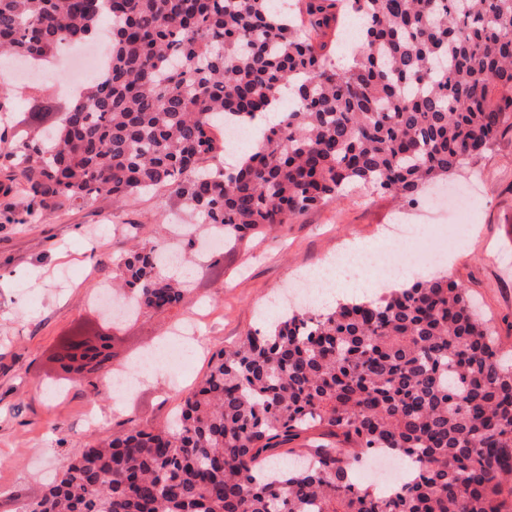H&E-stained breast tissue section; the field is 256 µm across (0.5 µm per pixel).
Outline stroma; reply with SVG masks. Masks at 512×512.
<instances>
[{
  "label": "stroma",
  "mask_w": 512,
  "mask_h": 512,
  "mask_svg": "<svg viewBox=\"0 0 512 512\" xmlns=\"http://www.w3.org/2000/svg\"><path fill=\"white\" fill-rule=\"evenodd\" d=\"M0 75L19 89L10 109L20 116L40 112L45 123H53L72 98L70 73L62 67L28 78L18 63L5 59ZM9 175L0 158V512L39 500L60 461L80 454L89 442L132 427L165 425L206 375L211 355L262 328L260 312L295 276L336 255L347 240L407 249V242L386 235L396 224L423 225L421 241L433 243L438 225L469 211L468 224L447 250V274L478 301L512 356V130L441 185L443 210H434L426 193L410 203L355 188L309 209L285 229L211 251L189 246L183 231L198 229V220L162 192L120 206L93 197L24 223L29 199L9 191ZM133 224L142 227V244H168L182 252L193 271L192 292L171 311L112 322L93 301V291L111 285L131 245ZM196 312L202 318L193 339L195 356L181 368L165 364L144 374L126 396L106 395L95 403L99 425L81 427L88 391L51 362L59 343L79 327L109 333L112 367L123 371L145 351L169 343L174 327ZM58 383L67 390L61 398L48 392Z\"/></svg>",
  "instance_id": "stroma-1"
}]
</instances>
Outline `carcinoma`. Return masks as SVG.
<instances>
[{
	"label": "carcinoma",
	"mask_w": 512,
	"mask_h": 512,
	"mask_svg": "<svg viewBox=\"0 0 512 512\" xmlns=\"http://www.w3.org/2000/svg\"><path fill=\"white\" fill-rule=\"evenodd\" d=\"M356 20L349 62L324 41ZM112 33L111 69L52 132L0 131L34 207L168 192L236 242L351 186L415 199L512 129V0H0V56H53ZM279 121L235 165L213 131ZM138 310L190 289L133 246ZM410 468L351 478L372 453ZM20 512H512V363L445 275L326 312L297 310L217 352L173 422L94 441Z\"/></svg>",
	"instance_id": "obj_1"
}]
</instances>
